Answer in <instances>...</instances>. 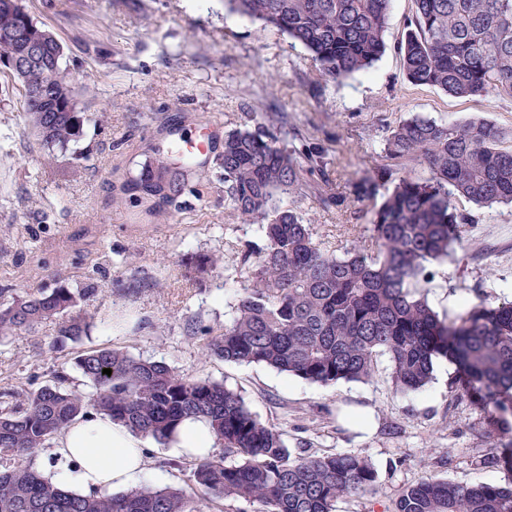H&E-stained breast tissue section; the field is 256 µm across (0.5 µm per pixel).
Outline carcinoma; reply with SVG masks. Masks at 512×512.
<instances>
[{
    "instance_id": "obj_1",
    "label": "carcinoma",
    "mask_w": 512,
    "mask_h": 512,
    "mask_svg": "<svg viewBox=\"0 0 512 512\" xmlns=\"http://www.w3.org/2000/svg\"><path fill=\"white\" fill-rule=\"evenodd\" d=\"M392 0H224L231 13L259 21L302 44L321 76L339 82L370 68L386 50ZM405 39L397 46L408 80L456 98L493 94L512 100V0H413ZM20 27L37 31L22 0H0ZM47 65L7 73L20 86L23 112L45 156H66L89 115L76 79L63 67L65 46L48 44ZM50 99L43 111L32 98ZM284 116L272 128L224 133L217 158L224 206L242 224H256L265 240L243 254L250 279L231 306L224 333L207 352L235 364H258L324 385L367 382L377 359L389 362L396 392L416 393L433 379L434 363H454L460 381L481 400L512 410V300L482 299L447 323L421 289L428 264L447 258L480 207L512 204V145L487 122H448L414 115L396 126L382 150L377 175L398 174L375 212L369 242L341 255L313 239L311 226L275 205L279 193L301 189L304 167L288 150ZM424 166L429 177L415 174ZM193 166L158 155L120 191L149 217L167 211L188 185ZM199 255L194 273L219 265ZM91 285L16 295L0 307V336L29 335L47 320L59 336L79 341L90 328L82 306ZM74 365L93 388L85 395L65 375L36 389L0 392V512H202L225 499L257 504L262 512H336L338 499L373 489L377 471L359 452L291 451L280 428L260 421L244 397L224 383L135 358L117 348L79 353ZM111 369V375L102 373ZM93 409L132 433L166 445L186 417H203L223 453L189 464L194 491L142 486L118 494H81L41 479L28 457L76 417ZM509 472L500 484L461 485L435 476L407 487L393 512H512V446L499 457Z\"/></svg>"
}]
</instances>
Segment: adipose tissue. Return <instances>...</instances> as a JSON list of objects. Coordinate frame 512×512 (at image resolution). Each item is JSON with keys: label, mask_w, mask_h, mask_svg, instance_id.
Returning a JSON list of instances; mask_svg holds the SVG:
<instances>
[{"label": "adipose tissue", "mask_w": 512, "mask_h": 512, "mask_svg": "<svg viewBox=\"0 0 512 512\" xmlns=\"http://www.w3.org/2000/svg\"><path fill=\"white\" fill-rule=\"evenodd\" d=\"M215 437L203 419L185 420L173 447L176 455L203 460L212 456ZM53 455L65 459L61 468H46L50 484L88 494L133 486L150 478L142 439L102 414L78 417L55 438Z\"/></svg>", "instance_id": "ef3b65f1"}]
</instances>
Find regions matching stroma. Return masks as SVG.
<instances>
[{"mask_svg":"<svg viewBox=\"0 0 512 512\" xmlns=\"http://www.w3.org/2000/svg\"><path fill=\"white\" fill-rule=\"evenodd\" d=\"M24 4L63 41V64L93 118L71 146L79 160L47 161L15 84L0 75V300L90 282L98 294L88 308L93 324L79 342L61 339L54 320L32 335L0 338V389L36 388L63 371L90 392L72 357L118 348L240 391L262 421L284 431L289 448L367 455L378 474L374 489L342 498L336 512H391L401 491L428 475L464 485L504 483L506 471L478 458L512 436L492 434L494 412L452 387L455 367L446 360L437 361L423 391L405 396L393 389L384 358L369 382L321 385L205 356L242 286L244 251L264 246L256 225L232 217L216 184L203 196H182L179 207L149 224L112 191L144 162L148 146L207 133L214 151L200 161L209 168L227 130L264 125L281 112L288 148L320 158L323 169L306 174L301 190L278 195L277 205L297 212L331 253L369 238L373 213L393 188L392 180L376 179L375 169L401 120H485L512 132L510 100L459 99L407 80L395 46L412 0H392L385 54L339 85L321 77L304 46L229 13L224 0ZM457 205L474 221L460 247L426 269L428 301L448 322L481 298L512 299V205ZM212 253L220 267L196 277L190 257ZM356 408L372 413V429L352 424ZM145 446L153 487L191 489L188 472L168 465L170 446L150 439Z\"/></svg>","mask_w":512,"mask_h":512,"instance_id":"1","label":"stroma"}]
</instances>
